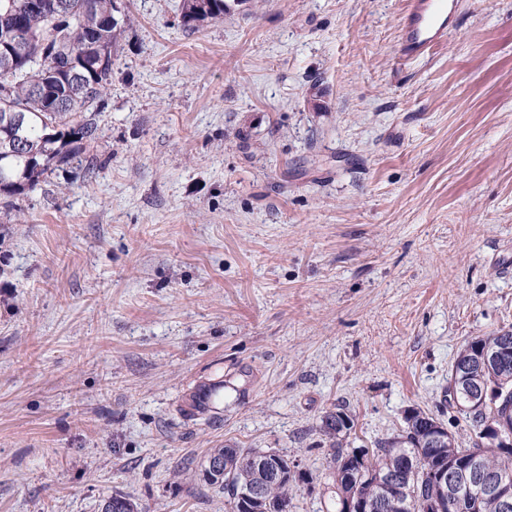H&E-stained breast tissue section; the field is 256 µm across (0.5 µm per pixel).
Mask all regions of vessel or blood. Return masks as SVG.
I'll use <instances>...</instances> for the list:
<instances>
[{
  "label": "vessel or blood",
  "mask_w": 512,
  "mask_h": 512,
  "mask_svg": "<svg viewBox=\"0 0 512 512\" xmlns=\"http://www.w3.org/2000/svg\"><path fill=\"white\" fill-rule=\"evenodd\" d=\"M457 11V0H407L400 22L399 59L420 60L444 43L455 26Z\"/></svg>",
  "instance_id": "1"
}]
</instances>
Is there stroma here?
Listing matches in <instances>:
<instances>
[{
  "label": "stroma",
  "instance_id": "obj_1",
  "mask_svg": "<svg viewBox=\"0 0 512 512\" xmlns=\"http://www.w3.org/2000/svg\"><path fill=\"white\" fill-rule=\"evenodd\" d=\"M226 2L116 0L97 169L0 208V512H226L232 443L326 512V412L373 447L512 330V0H459L412 63L406 0ZM228 6L224 0H184L182 19L185 25L218 18L224 15ZM352 427L353 419L341 409L336 412H327L321 419V429L330 438L337 439L341 432L350 430Z\"/></svg>",
  "mask_w": 512,
  "mask_h": 512
}]
</instances>
